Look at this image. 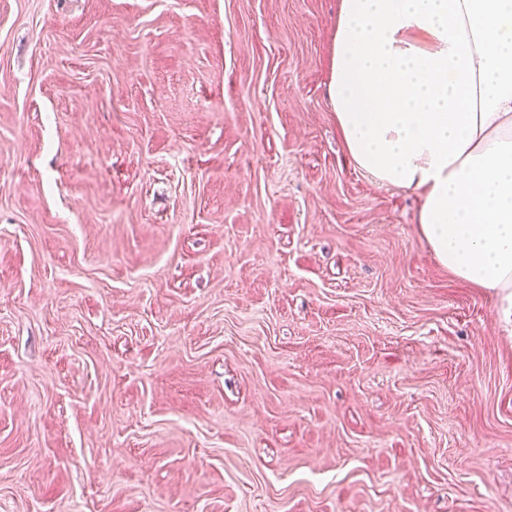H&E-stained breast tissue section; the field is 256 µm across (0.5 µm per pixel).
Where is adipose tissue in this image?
I'll return each mask as SVG.
<instances>
[{
  "label": "adipose tissue",
  "mask_w": 512,
  "mask_h": 512,
  "mask_svg": "<svg viewBox=\"0 0 512 512\" xmlns=\"http://www.w3.org/2000/svg\"><path fill=\"white\" fill-rule=\"evenodd\" d=\"M329 98L351 161L418 193L436 259L512 323V0H340Z\"/></svg>",
  "instance_id": "1"
}]
</instances>
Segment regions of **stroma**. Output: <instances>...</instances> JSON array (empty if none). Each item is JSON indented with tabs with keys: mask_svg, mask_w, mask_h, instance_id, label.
Wrapping results in <instances>:
<instances>
[{
	"mask_svg": "<svg viewBox=\"0 0 512 512\" xmlns=\"http://www.w3.org/2000/svg\"><path fill=\"white\" fill-rule=\"evenodd\" d=\"M340 0H0V512H512V325L346 155Z\"/></svg>",
	"mask_w": 512,
	"mask_h": 512,
	"instance_id": "obj_1",
	"label": "stroma"
}]
</instances>
